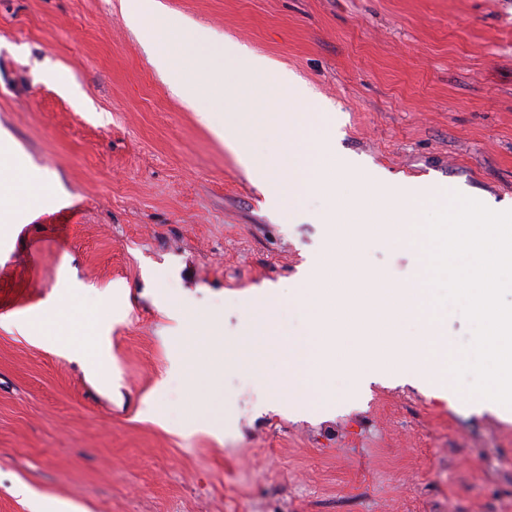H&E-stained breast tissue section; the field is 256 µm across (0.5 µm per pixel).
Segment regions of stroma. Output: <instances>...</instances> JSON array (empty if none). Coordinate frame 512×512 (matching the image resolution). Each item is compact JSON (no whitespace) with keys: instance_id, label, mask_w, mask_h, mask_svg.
I'll use <instances>...</instances> for the list:
<instances>
[{"instance_id":"stroma-1","label":"stroma","mask_w":512,"mask_h":512,"mask_svg":"<svg viewBox=\"0 0 512 512\" xmlns=\"http://www.w3.org/2000/svg\"><path fill=\"white\" fill-rule=\"evenodd\" d=\"M130 2L0 0V131L37 193L0 226V512H512L511 409L381 356L297 413L242 361L258 297L309 333L306 270L403 205L387 185L512 208V0H159L314 92L297 121L327 185L294 213L163 81ZM346 254L391 286L421 266L380 239ZM101 320L107 385L70 355Z\"/></svg>"}]
</instances>
